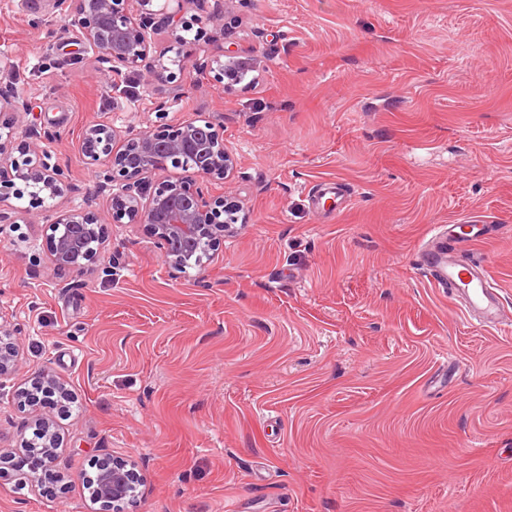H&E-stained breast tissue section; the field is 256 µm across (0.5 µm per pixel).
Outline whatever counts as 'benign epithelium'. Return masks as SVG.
Here are the masks:
<instances>
[{
    "mask_svg": "<svg viewBox=\"0 0 512 512\" xmlns=\"http://www.w3.org/2000/svg\"><path fill=\"white\" fill-rule=\"evenodd\" d=\"M192 0H57L65 18L58 36L61 43L77 47L80 53L90 49L95 61L107 65V71L119 75L138 71L147 87L167 81L171 66L184 69L187 57L179 54L164 61L152 56L151 31L158 24L176 30L180 14ZM30 103L21 97L0 95V112L24 114ZM80 152L85 163L95 169L99 192H109L106 207H97L96 198L85 199L82 206L56 212L48 222L52 261L60 268L78 274L89 270L100 253L102 225L124 219L130 224H146L161 249L166 265L178 272L203 268L212 259L224 238L234 233L231 224H217L214 216L219 201L206 197L198 182L225 180L235 170L236 160L224 146V139L207 117L184 122L162 130L129 129L119 134L113 126L94 123L84 128ZM25 155L19 164L13 151ZM188 176L164 180L150 194H143L145 180L182 164ZM20 180L31 188L32 198L44 203L70 189L63 169L50 163L41 146V137L31 134L17 142L13 132L0 131V203ZM19 325L0 319V380L16 369L19 357ZM23 404L45 409L39 435L43 441L24 442V447H40L42 461H52L59 447V435L53 427L52 412L65 407L71 395L65 383L49 370L21 392ZM142 480L134 465L124 459H112L99 465L92 486L93 500L101 512H130L142 495Z\"/></svg>",
    "mask_w": 512,
    "mask_h": 512,
    "instance_id": "7a95c632",
    "label": "benign epithelium"
}]
</instances>
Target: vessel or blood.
Masks as SVG:
<instances>
[{"label":"vessel or blood","mask_w":512,"mask_h":512,"mask_svg":"<svg viewBox=\"0 0 512 512\" xmlns=\"http://www.w3.org/2000/svg\"><path fill=\"white\" fill-rule=\"evenodd\" d=\"M494 232V225L478 220L441 224L422 253V262L433 279L459 298L471 320L483 325L498 322L500 298L484 266L469 259L467 253L473 243Z\"/></svg>","instance_id":"obj_1"}]
</instances>
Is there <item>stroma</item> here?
Listing matches in <instances>:
<instances>
[{
  "instance_id": "1",
  "label": "stroma",
  "mask_w": 512,
  "mask_h": 512,
  "mask_svg": "<svg viewBox=\"0 0 512 512\" xmlns=\"http://www.w3.org/2000/svg\"><path fill=\"white\" fill-rule=\"evenodd\" d=\"M60 15L0 0V51L32 102L0 124L45 133L71 184L56 209L97 191L85 125L204 116L237 158L208 194L243 222L183 274L145 225L108 224L80 275L53 265L16 183L0 316L22 334L0 453L33 436L17 394L38 371L74 399L38 483L0 475V512H98L85 479L113 457L145 481L134 512H512V325L467 321L418 262L433 225L498 224L470 255L512 316V0H192L194 61L228 47L253 80L176 71L151 90L68 54ZM336 182L339 211L309 205Z\"/></svg>"
}]
</instances>
